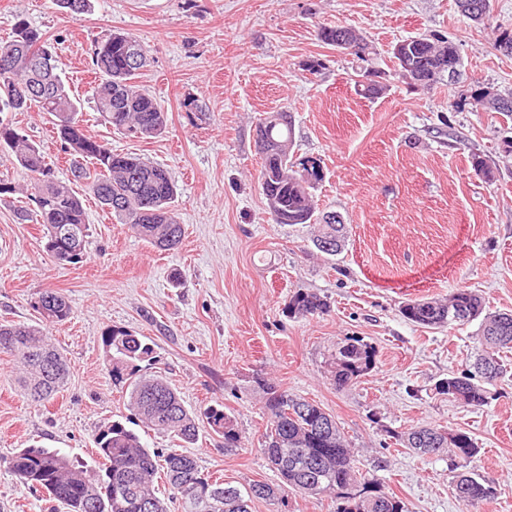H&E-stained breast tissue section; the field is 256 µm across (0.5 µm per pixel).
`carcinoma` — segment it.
Instances as JSON below:
<instances>
[{
    "instance_id": "cac0c4a2",
    "label": "carcinoma",
    "mask_w": 512,
    "mask_h": 512,
    "mask_svg": "<svg viewBox=\"0 0 512 512\" xmlns=\"http://www.w3.org/2000/svg\"><path fill=\"white\" fill-rule=\"evenodd\" d=\"M459 12L472 22L490 24L491 0H456ZM15 39L0 45V60L12 54L15 60L0 70V112L35 110L52 117L57 134L74 156V176L87 181L98 203L120 223L128 225L141 239L161 250H173L181 243L174 202L176 187L168 171L132 153H118L108 144L86 136L78 119V107L65 90L58 73L51 45L42 34L18 22ZM319 39L327 45L346 40L376 55L371 42L349 27H322ZM395 69L411 66L415 83L428 88L438 84L448 71H458L460 56L445 39L421 37L404 44V51L392 52ZM92 64L101 78L96 110L105 123L126 137L148 139L166 128L167 118L154 98L138 85L135 76L147 64V51L135 37L110 32L96 42ZM496 112L512 113V90L491 94L486 85H473L470 96L460 94L448 102L459 110L467 99ZM72 116L71 124L57 123L58 114ZM13 128L0 123V143L7 145L25 169L39 176L34 196L36 210H17L20 221L34 220L43 226L45 248L57 258L81 262L89 224L82 199L68 182L48 176L49 167L41 148L26 137L14 138ZM261 160L260 186L266 198L277 201L290 224H310L315 207L312 186L301 171L294 170L290 158L280 150L293 146L294 127L289 112H269L257 126ZM475 174L487 182L495 178L490 162L471 154ZM344 225L320 219L314 246L332 239L341 241ZM327 301L315 293H297L288 305L291 313L309 317L327 311ZM37 310L45 323L13 322L0 324V353L11 356L25 369L20 387L31 401L50 400L66 383L68 369L63 355L48 343L46 324L61 323L70 315L65 298L56 293L43 294ZM407 320L425 328H436L479 321L481 353L473 362L474 372L454 373L441 379L437 394L478 409L487 402L485 385L503 373L501 353L512 351V313L491 312L482 297L468 288L457 290L448 301L411 300L401 308ZM109 348V373L127 384L129 409L144 424L159 434L171 435L186 444H194L199 435L198 417L188 410L178 392L161 375L149 379L135 377L136 362L153 353L150 344L124 330H114L106 338ZM336 389L342 390L369 374L376 367L375 347L359 339H350L336 348L330 363ZM268 422L262 435V451L276 469L282 483L301 493L319 495L340 491L336 512H407L398 497L378 490L362 476L352 449L333 417L319 405L266 387ZM203 415L210 429L224 436V449L238 447L239 432L234 421L218 406H209ZM403 446L421 456L442 449L466 461L477 448L465 432H446L431 425L415 426L399 437ZM99 454L107 462L106 479L75 463L56 449L23 448L9 458L8 466L24 487L45 489L66 512H169L159 496L155 479L163 474L173 498L182 512H206L203 502L221 499L219 512H250L249 502L269 499L274 489L256 482L247 493L205 474L190 455L173 451L159 459L140 436L119 422H111L96 437ZM361 486L365 494H350L347 489ZM455 494L467 506H477L495 495L489 484L461 473L454 483Z\"/></svg>"
}]
</instances>
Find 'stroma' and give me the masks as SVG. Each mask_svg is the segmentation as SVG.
I'll return each instance as SVG.
<instances>
[{"label":"stroma","mask_w":512,"mask_h":512,"mask_svg":"<svg viewBox=\"0 0 512 512\" xmlns=\"http://www.w3.org/2000/svg\"><path fill=\"white\" fill-rule=\"evenodd\" d=\"M491 5L487 30L456 0H92L77 18L56 0H0V43L20 21L48 39L85 134L165 168L184 229L178 249L158 250L74 182L89 235L80 263H59L40 225L17 219L35 179L0 147V182L12 188L0 195V322H37L35 304L48 291L71 309L48 332L69 367L50 403L30 402L17 363L0 354V512H50L46 491L21 486L6 464L19 449L56 448L100 469L99 428L131 416L106 368L105 338L115 329L151 340L141 375L162 374L191 411L220 404L235 421L239 448L225 450L204 424L186 451L238 488H275L251 512L337 507L334 494L288 488L262 453L267 383L333 416L365 478L408 512H512V357L487 404L465 407L435 385L467 371L480 347L477 323L430 329L400 313L408 300L444 301L461 288L478 291L489 310L512 311V115L448 108L476 81L512 89V55L494 47L495 30L512 33V0ZM337 25L372 41L374 67L391 70L392 44L420 35L452 41L462 67L430 89L394 78L381 98H364L355 91L363 62L317 38L318 28ZM113 30L148 50L137 82L167 116L156 138L125 137L96 110L92 51ZM317 59L323 67L310 74ZM281 109L295 124L291 160L320 164L316 213H339L346 224L337 255L314 247L316 225L277 224L268 213L256 126ZM0 121L43 147L51 178L73 182L45 113L4 111ZM440 127L450 135L437 136ZM473 152L495 166L494 181L475 175ZM299 291L327 300L328 312L289 314ZM352 338L376 348L377 365L339 391L328 359ZM419 424L473 438L478 451L466 469L494 488L493 500L469 508L452 491L451 454L421 456L399 444Z\"/></svg>","instance_id":"1"}]
</instances>
